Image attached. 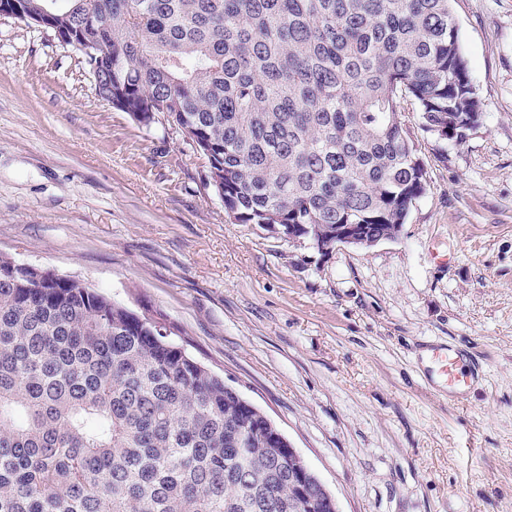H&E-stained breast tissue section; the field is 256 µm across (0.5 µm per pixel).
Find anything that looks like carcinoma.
<instances>
[{
  "label": "carcinoma",
  "mask_w": 512,
  "mask_h": 512,
  "mask_svg": "<svg viewBox=\"0 0 512 512\" xmlns=\"http://www.w3.org/2000/svg\"><path fill=\"white\" fill-rule=\"evenodd\" d=\"M453 0H24L74 35L97 94L164 112L239 224L380 235L428 190L402 120L482 119ZM224 378L80 281L0 252V512H335Z\"/></svg>",
  "instance_id": "1"
}]
</instances>
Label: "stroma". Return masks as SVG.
<instances>
[{
    "label": "stroma",
    "instance_id": "stroma-1",
    "mask_svg": "<svg viewBox=\"0 0 512 512\" xmlns=\"http://www.w3.org/2000/svg\"><path fill=\"white\" fill-rule=\"evenodd\" d=\"M452 6L480 126L441 141L405 106L426 195L396 239L325 256L229 220L165 114L142 127L54 33L0 15V251L162 323L339 512H512V0ZM437 370L448 382V386L456 392L467 383V374L460 365L457 356L450 351L437 354Z\"/></svg>",
    "mask_w": 512,
    "mask_h": 512
}]
</instances>
